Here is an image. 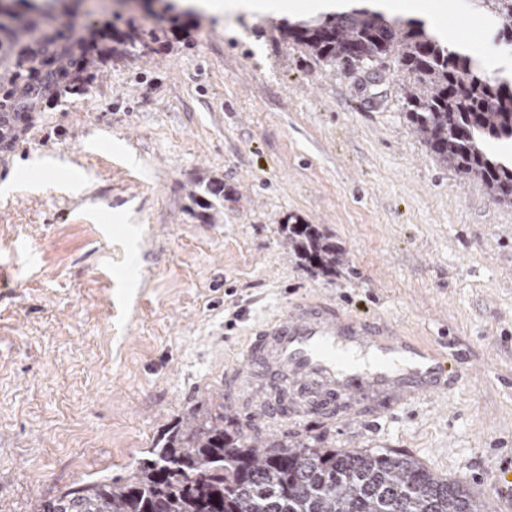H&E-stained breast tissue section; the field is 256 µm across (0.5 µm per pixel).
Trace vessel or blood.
Segmentation results:
<instances>
[{
    "label": "vessel or blood",
    "instance_id": "vessel-or-blood-1",
    "mask_svg": "<svg viewBox=\"0 0 512 512\" xmlns=\"http://www.w3.org/2000/svg\"><path fill=\"white\" fill-rule=\"evenodd\" d=\"M460 354L418 342L385 317L365 319L323 300L300 299L250 336L234 378L261 377L265 395L247 399L250 420L272 423L298 415L288 397L295 386L313 409L335 397L375 395L411 404L448 391Z\"/></svg>",
    "mask_w": 512,
    "mask_h": 512
}]
</instances>
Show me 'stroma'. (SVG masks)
I'll list each match as a JSON object with an SVG mask.
<instances>
[{
  "label": "stroma",
  "mask_w": 512,
  "mask_h": 512,
  "mask_svg": "<svg viewBox=\"0 0 512 512\" xmlns=\"http://www.w3.org/2000/svg\"><path fill=\"white\" fill-rule=\"evenodd\" d=\"M438 5L448 39H491L468 0ZM131 16L150 49L50 92L0 146V512L129 478L219 407L250 437L403 453L512 512V205L428 151L406 75L315 62L281 39L286 15ZM287 224L335 244V274L298 259ZM302 296L450 338L461 381L376 424L369 399L357 417L250 423L231 367Z\"/></svg>",
  "instance_id": "obj_1"
}]
</instances>
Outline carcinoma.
Returning a JSON list of instances; mask_svg holds the SVG:
<instances>
[{"label": "carcinoma", "mask_w": 512, "mask_h": 512, "mask_svg": "<svg viewBox=\"0 0 512 512\" xmlns=\"http://www.w3.org/2000/svg\"><path fill=\"white\" fill-rule=\"evenodd\" d=\"M86 0H0V97L12 107L44 80L75 89V77L112 55L148 46V31L120 11L102 24H43L75 17ZM485 12L494 45L512 43V0H470ZM285 41L327 64L393 58L410 74L403 99L415 131L438 160L484 182L490 198L512 205V165L493 142H512V75L491 76L478 57L449 49L417 19L388 18L366 7L280 27ZM295 255L323 273L336 269V246L311 224L284 226ZM41 512H487L458 482L389 451L319 448L277 438L259 446L224 405L195 415L139 461L127 480L72 486Z\"/></svg>", "instance_id": "1"}]
</instances>
